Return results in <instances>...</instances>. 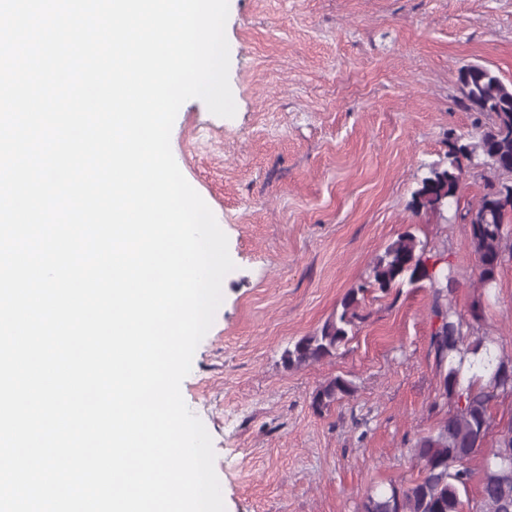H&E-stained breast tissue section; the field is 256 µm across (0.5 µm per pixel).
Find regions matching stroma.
Instances as JSON below:
<instances>
[{"label": "stroma", "mask_w": 512, "mask_h": 512, "mask_svg": "<svg viewBox=\"0 0 512 512\" xmlns=\"http://www.w3.org/2000/svg\"><path fill=\"white\" fill-rule=\"evenodd\" d=\"M226 37L235 116L191 99L171 133L235 264L182 396L211 436L226 512H357L367 491L419 478L410 449L449 412L433 290L369 287L373 258L412 232L450 262L453 308L482 302L471 336L512 357V258L479 288L460 219L484 192L480 169L466 167L443 213L409 206L448 135L490 123L459 107V69L512 82V0H229ZM360 286L348 343L285 368L288 344ZM336 376L353 395L314 412L313 392Z\"/></svg>", "instance_id": "35a3bbf8"}]
</instances>
